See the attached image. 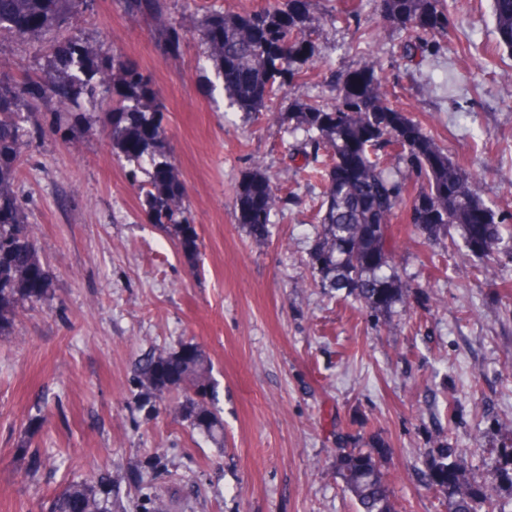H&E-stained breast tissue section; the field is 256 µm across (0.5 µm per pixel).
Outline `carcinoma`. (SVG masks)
I'll list each match as a JSON object with an SVG mask.
<instances>
[{
  "label": "carcinoma",
  "instance_id": "carcinoma-1",
  "mask_svg": "<svg viewBox=\"0 0 512 512\" xmlns=\"http://www.w3.org/2000/svg\"><path fill=\"white\" fill-rule=\"evenodd\" d=\"M129 16H148L176 49L180 37L165 9V0H117ZM88 0H0V36L37 40L50 29L66 33L36 78L19 79L0 70V335L9 333L19 308L44 300L53 272L38 288L26 271L47 266L40 255L24 209L13 185L29 132L22 115L42 104L59 107L65 123L49 129L67 137L85 118L86 106L106 105L104 128L117 160L130 165L128 177L138 186L142 212L149 222L176 235L185 256L197 253L196 233L185 216V196L171 148L158 115L165 105L152 79L139 66L114 51L108 53L85 40L72 24ZM384 17L407 32L402 58L419 64L437 37L448 31V9L442 0H380ZM493 16L500 44L512 50V0H493ZM320 18L309 0H288V9L264 8L249 13L210 9L202 19L207 60L213 63L228 105L239 112H266L280 89L315 57L312 33ZM288 132L303 133L292 154L324 152L328 161L310 176L324 183L316 212L320 234L311 254L314 280L325 288H343L378 314L403 300L405 292L391 268L393 221L401 218L410 234L426 240H454L482 254L504 237L512 225L495 220L492 208L474 187L476 175L466 172L427 135L421 123L388 106L387 93L374 66L347 75L330 104L295 101L293 111L279 114ZM407 165L414 186L390 176L394 160ZM143 173L146 179L138 180ZM266 175L255 170L240 183L236 218L247 231L271 224L279 208ZM390 273H385V270ZM179 352L161 351L139 361L140 385L161 397L170 390L159 373ZM175 386L184 399L174 411L194 428L215 435L221 424L207 399L196 390L210 391V368L205 352L196 348L185 362ZM385 449L342 448L337 475L354 497L357 512H398L379 461ZM427 485L444 492L449 512H506L485 488L465 481L461 454L444 449L424 470ZM50 512H114L112 475L97 470L73 481L56 494Z\"/></svg>",
  "mask_w": 512,
  "mask_h": 512
}]
</instances>
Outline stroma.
Here are the masks:
<instances>
[{"instance_id":"obj_1","label":"stroma","mask_w":512,"mask_h":512,"mask_svg":"<svg viewBox=\"0 0 512 512\" xmlns=\"http://www.w3.org/2000/svg\"><path fill=\"white\" fill-rule=\"evenodd\" d=\"M277 0H169L178 52L162 54L151 21L93 0L76 25L148 74L186 183L198 250L143 215L137 189L88 111L68 139L49 135L58 112L30 113L15 191L41 257L47 298L20 307L0 337V512H48L90 469L112 475L124 512L148 497L171 512H355L336 475L343 448H386L381 461L400 512H448L426 462L463 451L465 475L512 512L498 469L512 447V242L484 257L411 241L391 227L406 300L377 318L348 291L314 285V206L322 186L286 172L292 139L274 120L294 100L331 97L332 74L377 61L390 105L467 171L498 222L512 225V51L499 43L492 0H447L451 34L420 67L400 58L403 33L377 0H311L318 13L357 7V19L316 30L317 59L270 112L227 106L206 59L207 8L245 13ZM0 37V64L35 77L49 45ZM287 181L270 237L256 244L236 220L243 178ZM484 267L488 276L475 275ZM202 345L221 441L164 408L137 382L140 359Z\"/></svg>"}]
</instances>
